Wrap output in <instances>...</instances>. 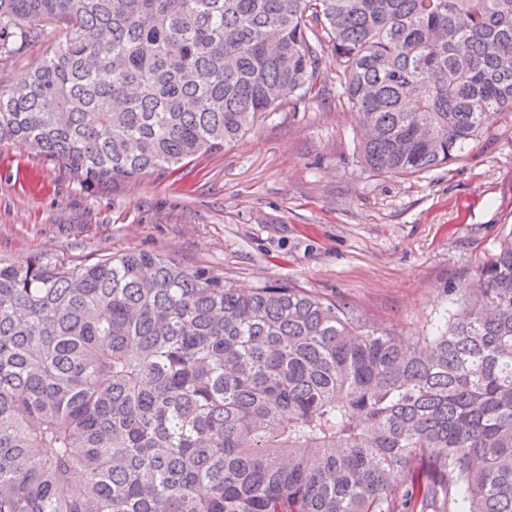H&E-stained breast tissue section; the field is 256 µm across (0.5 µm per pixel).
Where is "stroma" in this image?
<instances>
[{
    "label": "stroma",
    "instance_id": "35a3bbf8",
    "mask_svg": "<svg viewBox=\"0 0 512 512\" xmlns=\"http://www.w3.org/2000/svg\"><path fill=\"white\" fill-rule=\"evenodd\" d=\"M0 69L19 81L63 40ZM336 95L270 112L239 141L175 173L91 192L35 151L0 147V260L80 262L146 250L239 288L293 287L404 336L425 333L476 266L512 240V112L452 164L373 172Z\"/></svg>",
    "mask_w": 512,
    "mask_h": 512
}]
</instances>
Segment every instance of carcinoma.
<instances>
[{"mask_svg": "<svg viewBox=\"0 0 512 512\" xmlns=\"http://www.w3.org/2000/svg\"><path fill=\"white\" fill-rule=\"evenodd\" d=\"M46 20L0 145L91 192L330 82L384 174L512 112V0H0V64ZM0 512H512V241L408 338L145 251L0 261Z\"/></svg>", "mask_w": 512, "mask_h": 512, "instance_id": "carcinoma-1", "label": "carcinoma"}]
</instances>
